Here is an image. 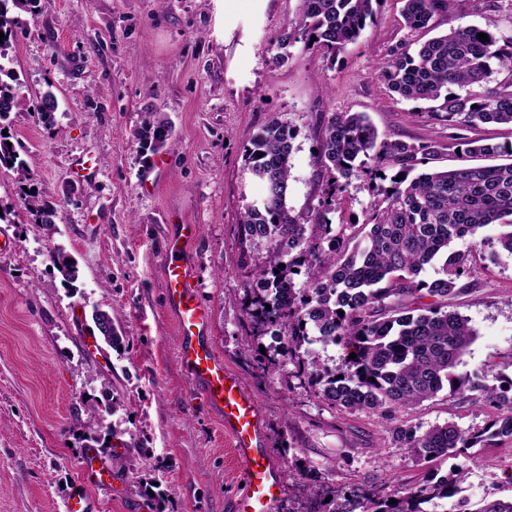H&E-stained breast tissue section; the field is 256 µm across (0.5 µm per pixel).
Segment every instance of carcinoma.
I'll list each match as a JSON object with an SVG mask.
<instances>
[{
    "label": "carcinoma",
    "mask_w": 512,
    "mask_h": 512,
    "mask_svg": "<svg viewBox=\"0 0 512 512\" xmlns=\"http://www.w3.org/2000/svg\"><path fill=\"white\" fill-rule=\"evenodd\" d=\"M402 2L406 27L417 31L452 11L458 0ZM39 3L0 0V60L7 58L24 16L37 15ZM301 3L298 18L272 43L279 63L288 59V46L298 42L338 56L376 21L380 0ZM480 33L487 35L486 42ZM493 62L502 79L491 87ZM379 78L397 97L427 104L426 114L448 127V143L382 138L365 113H332L319 138L321 166L331 182L311 216L288 206L297 131L290 121L274 117L245 149L248 170L265 184L266 193L245 206L239 233L244 245L260 244L267 252V259L250 270L258 289L251 318L259 335L269 330L282 337L281 356L301 360V373L327 402L377 416L398 447L430 463L457 458L488 437L512 440V378L488 387L484 369L456 373L477 333L465 316L448 310V300L463 291L459 282L467 273V255L454 244H489L512 255V162L428 167L446 149L468 158L512 157V143L469 136L482 125L512 127V35L468 25L424 42L411 40L382 62ZM16 100L14 79L0 63V118L14 110ZM170 133L169 122L151 112L139 137L162 145ZM23 151L21 143L0 134V168L28 172ZM362 174L370 178L374 200L352 245L333 233L329 214L336 211L338 194ZM24 205L40 223H55L57 206L42 193L26 195ZM490 224L503 227L492 241L481 236ZM436 258L442 263L440 277L420 278ZM52 262L64 283L78 280V263L65 251L55 250ZM304 267L309 277L300 285L296 277ZM424 297L433 301L420 303ZM92 320L103 343L119 342L102 330L112 323V314L97 310ZM315 343L339 344L356 358L346 359L337 373L323 371L307 349ZM446 388L462 403L489 407L493 419L479 430L454 422L426 430L397 423L399 412ZM458 492V481L451 477L435 483L427 479L414 489L397 490L393 503L365 498L362 512H426L422 504Z\"/></svg>",
    "instance_id": "carcinoma-1"
}]
</instances>
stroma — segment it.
Listing matches in <instances>:
<instances>
[{"instance_id": "35a3bbf8", "label": "stroma", "mask_w": 512, "mask_h": 512, "mask_svg": "<svg viewBox=\"0 0 512 512\" xmlns=\"http://www.w3.org/2000/svg\"><path fill=\"white\" fill-rule=\"evenodd\" d=\"M18 30L5 62L18 80L17 106L0 129L23 144L27 173L0 168V210L15 248L0 254V512H64L88 494L97 512H232L244 483L224 423L201 399L176 354L177 327L165 306L160 262L168 229L196 224L193 243L201 300L226 367L258 400L266 445L285 480L274 512H312L327 502L347 512L350 490L384 500L427 473L446 476L455 459L418 465L392 445L376 416L330 405L296 360L257 335L253 291L238 232L247 203L264 186L245 149L276 115L298 129L288 204L317 207L327 180L318 142L335 112H364L380 134L423 142L448 138L423 104L396 97L378 78L387 54L414 39L401 0H382L378 17L338 57L294 44L273 64L269 40L295 18L299 0H41ZM436 33L504 23L501 13L461 0L436 16ZM57 107L36 113L44 93ZM169 119L166 145L151 150L137 133L146 113ZM166 161L164 170L152 165ZM94 161L90 176L79 164ZM59 205L54 223L34 221L23 190ZM367 178L352 180L332 214L347 239L365 222ZM78 263L63 283L51 255ZM465 292L451 310L477 336L461 372L487 368L486 382L512 375V255L471 250ZM114 318L120 338L99 340L94 310ZM99 424L87 428L89 414ZM491 411L440 392L401 412L407 425L453 421L482 428ZM110 474L108 489L80 474L87 450ZM460 491L427 512H468L486 499H512V441L468 449Z\"/></svg>"}]
</instances>
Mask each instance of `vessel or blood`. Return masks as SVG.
I'll use <instances>...</instances> for the list:
<instances>
[{
	"label": "vessel or blood",
	"mask_w": 512,
	"mask_h": 512,
	"mask_svg": "<svg viewBox=\"0 0 512 512\" xmlns=\"http://www.w3.org/2000/svg\"><path fill=\"white\" fill-rule=\"evenodd\" d=\"M197 233L194 224L171 225L161 262L165 304L179 332L177 356L192 384L223 419L242 468L244 489L233 502V512H273L282 491V472L266 447L257 400L225 367L208 339L211 315L198 295L190 253Z\"/></svg>",
	"instance_id": "1"
}]
</instances>
